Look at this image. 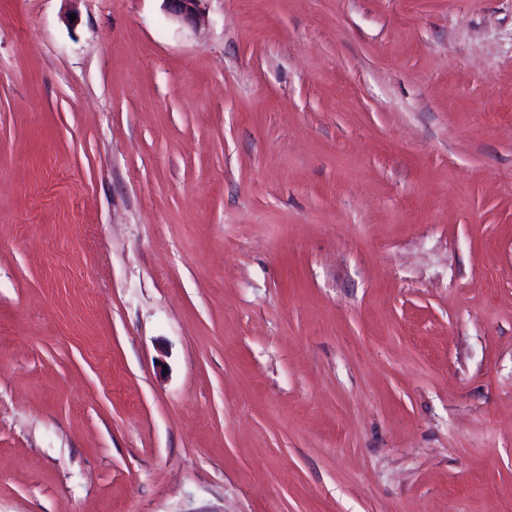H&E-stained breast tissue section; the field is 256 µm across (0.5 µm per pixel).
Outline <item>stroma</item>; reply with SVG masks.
Returning a JSON list of instances; mask_svg holds the SVG:
<instances>
[{
  "mask_svg": "<svg viewBox=\"0 0 512 512\" xmlns=\"http://www.w3.org/2000/svg\"><path fill=\"white\" fill-rule=\"evenodd\" d=\"M0 0V512H512V0ZM167 12L175 19L195 26L202 16L205 0H162Z\"/></svg>",
  "mask_w": 512,
  "mask_h": 512,
  "instance_id": "35a3bbf8",
  "label": "stroma"
}]
</instances>
